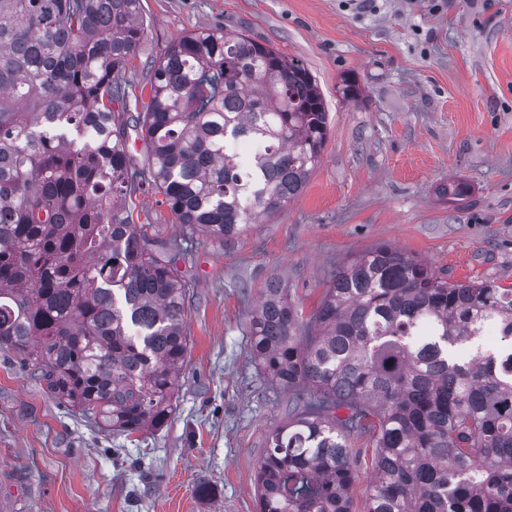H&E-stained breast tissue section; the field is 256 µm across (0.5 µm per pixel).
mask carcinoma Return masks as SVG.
<instances>
[{
    "label": "carcinoma",
    "mask_w": 512,
    "mask_h": 512,
    "mask_svg": "<svg viewBox=\"0 0 512 512\" xmlns=\"http://www.w3.org/2000/svg\"><path fill=\"white\" fill-rule=\"evenodd\" d=\"M146 32L141 0H0V351L120 434L172 415L192 287L180 245L127 199L151 185L189 236L232 241L303 192L328 135L308 67L242 33L173 39L143 100L126 67ZM342 94L361 99L356 78ZM132 102L131 126L113 105ZM484 322L512 342V288L451 283L387 243L339 268L305 322L270 281L250 352L298 413L268 435L258 512H353L355 436L374 448L360 512H512V366L456 351Z\"/></svg>",
    "instance_id": "carcinoma-1"
}]
</instances>
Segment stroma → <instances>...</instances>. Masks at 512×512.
I'll list each match as a JSON object with an SVG mask.
<instances>
[{
    "label": "stroma",
    "mask_w": 512,
    "mask_h": 512,
    "mask_svg": "<svg viewBox=\"0 0 512 512\" xmlns=\"http://www.w3.org/2000/svg\"><path fill=\"white\" fill-rule=\"evenodd\" d=\"M126 77L150 87L178 35L242 32L302 60L329 117L304 191L240 239H185L162 194L129 203L180 240L191 349L168 424L112 434L0 352V501L8 512H257L255 467L288 395L254 363L247 325L270 280L302 317L353 256L391 243L449 280L512 287V0H142ZM364 89L343 99L344 76ZM460 179L470 196L439 193Z\"/></svg>",
    "instance_id": "1"
}]
</instances>
